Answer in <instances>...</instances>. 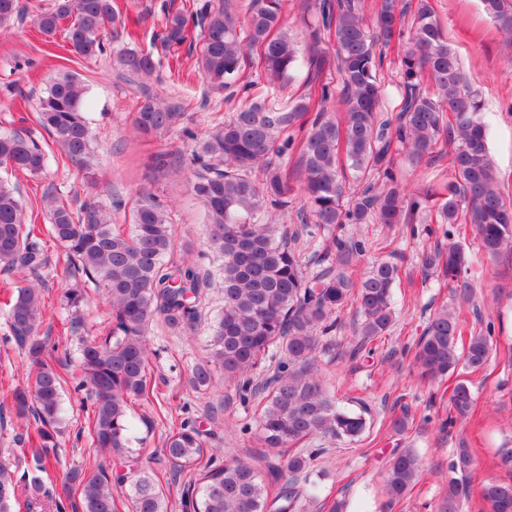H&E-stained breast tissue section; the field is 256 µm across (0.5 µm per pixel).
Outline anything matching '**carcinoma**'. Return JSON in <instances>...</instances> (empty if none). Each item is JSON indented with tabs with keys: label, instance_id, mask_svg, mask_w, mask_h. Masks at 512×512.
Here are the masks:
<instances>
[{
	"label": "carcinoma",
	"instance_id": "cac0c4a2",
	"mask_svg": "<svg viewBox=\"0 0 512 512\" xmlns=\"http://www.w3.org/2000/svg\"><path fill=\"white\" fill-rule=\"evenodd\" d=\"M483 12L512 34V0H480ZM316 19L309 38L312 52L300 59L285 30L283 0H251L241 16L231 0H187L178 8L161 5L163 52L183 45L193 29L202 41L203 78L215 89L239 86L247 101L218 123L190 165L160 152L154 165L182 172L200 201L210 226L207 250L222 262L224 311L214 325L206 362L193 367L197 391L212 385L220 371L235 381L240 401L256 402L259 440L280 463L267 465L283 481L276 494L249 459L225 462L206 448L191 417L181 420L165 441L164 455L174 473H198L201 491L187 481L181 492L185 512H303L314 485L301 474L325 449L317 440L353 441L365 430L360 413L336 405L323 388L317 354L340 327L344 306L362 316L356 357L372 353L368 344L393 325V288L399 265L373 264L353 278V266L366 241L341 234L345 224H403L415 235L417 216L432 201L439 224L472 226L479 249L489 261L512 246V204L504 200L489 155L486 126L477 93L462 78L456 48L448 41L430 0H379L373 16L362 0H300ZM19 12L18 0H0V30ZM118 0H52L34 7L31 24L47 39L65 31L68 51L97 60L112 55V65L149 78L160 55L136 42L138 34L122 26ZM334 35L335 52L318 49L321 32ZM387 64L400 75L399 101L388 116L379 73ZM306 68L309 92L286 102L276 99L300 68ZM337 73L338 85L328 80ZM258 73L260 83L251 79ZM87 86L76 74L48 78L38 98L35 124L62 150L67 161L94 180V140L84 110ZM338 101L340 115L328 111ZM186 113L163 106L150 91L135 103L134 128L141 134L184 127ZM451 148L452 179L411 193L401 181L397 157L419 163L440 142ZM48 154L35 131L0 129V272L21 274L12 288L6 323L9 338L27 361L26 386L11 394L19 419H33L41 454L36 470L57 455L62 423V388L71 379L86 408L92 444L124 469L98 468L92 475L70 471L61 489L33 474H17L0 459V512H119V491L128 489L131 512H168L165 496L152 474L131 457L127 412L134 401L157 396L148 381L152 350L148 333L163 318L180 330L193 328L210 284L192 253L174 255L170 213L149 192L141 194L130 231L112 223V211L96 203L74 208L52 190L41 196L49 236L63 250L71 283L62 301L72 311L69 328L54 345L40 336L48 311L40 271L47 265V241L26 209L16 172L41 176ZM298 184L306 198V235L320 242L318 268L295 248L298 233L272 221L288 211V196ZM470 256L459 242L423 257L464 300L472 299L467 272ZM94 285L110 307L109 322L78 338L80 307L86 286ZM494 326L488 322L463 341L459 313L448 307L426 320L415 344L420 378L443 381L463 367L481 371L492 351ZM280 354H275V351ZM269 361L268 378L255 383L253 371ZM448 417L440 430L467 420L474 410L471 387L459 380L449 397ZM474 464L466 441L458 443L448 466L445 494L437 512H461L467 479ZM422 462L410 448L390 460L386 495L396 504L411 493ZM480 497L494 512H512V482L483 484Z\"/></svg>",
	"mask_w": 512,
	"mask_h": 512
}]
</instances>
